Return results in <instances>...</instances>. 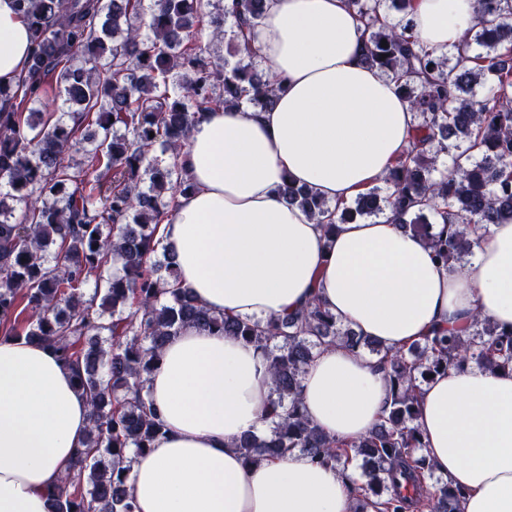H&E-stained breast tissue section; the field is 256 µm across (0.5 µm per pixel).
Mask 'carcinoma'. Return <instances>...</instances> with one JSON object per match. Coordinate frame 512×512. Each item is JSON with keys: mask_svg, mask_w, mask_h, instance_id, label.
Here are the masks:
<instances>
[{"mask_svg": "<svg viewBox=\"0 0 512 512\" xmlns=\"http://www.w3.org/2000/svg\"><path fill=\"white\" fill-rule=\"evenodd\" d=\"M346 2L367 62L402 81L418 119L412 147L385 185L351 204L333 209L292 181L280 193L328 235L390 210L454 272L479 246L472 226L512 222V0H478L483 21L446 57L414 35L412 0ZM16 3L31 50L18 81L0 84V329L55 347L90 405L84 449L54 493V512H134L133 457L164 430L143 390L187 324L266 355L268 430L234 444L247 460L298 449L336 466L350 456L366 477L351 485L353 512H461L462 489L423 483L433 466L417 455V389L450 366L512 371V331L474 314L392 350L339 324L314 298L265 323L230 318L176 287L171 259L154 260L160 224L192 189L178 156L200 114L243 98L255 108L276 100L281 81L257 67L246 38L265 0H233L230 14L216 0L207 26L204 0ZM226 21L233 64L197 45L205 32L223 41ZM439 220L448 229L434 233ZM337 343L368 349L389 386L380 422L349 445L315 427L301 400L306 368Z\"/></svg>", "mask_w": 512, "mask_h": 512, "instance_id": "cac0c4a2", "label": "carcinoma"}]
</instances>
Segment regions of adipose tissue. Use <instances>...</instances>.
<instances>
[{"mask_svg":"<svg viewBox=\"0 0 512 512\" xmlns=\"http://www.w3.org/2000/svg\"><path fill=\"white\" fill-rule=\"evenodd\" d=\"M478 16L477 0H414L409 18L442 55ZM247 38L283 89L274 107L220 106L196 121L180 158L193 188L161 226L180 286L215 313L262 321L315 298L389 348L474 311L512 329V223L479 229L474 256L450 272L392 217L342 224L329 238L280 195L289 178L347 202L411 148L415 114L397 81L367 63L345 0H266ZM28 49L15 0H0V83L23 75ZM267 365L233 336L190 325L171 337L145 385L165 433L134 458L136 512H353L354 468L299 451L248 462L234 448L264 429ZM387 395L375 361L341 344L318 353L302 379L308 417L344 441L378 422ZM89 411L51 346L0 331V512H52ZM417 425L437 474L466 490L463 512H512L511 373L471 365L433 376Z\"/></svg>","mask_w":512,"mask_h":512,"instance_id":"obj_1","label":"adipose tissue"}]
</instances>
